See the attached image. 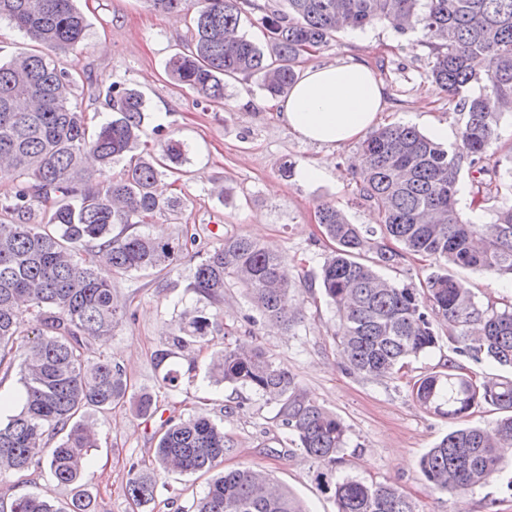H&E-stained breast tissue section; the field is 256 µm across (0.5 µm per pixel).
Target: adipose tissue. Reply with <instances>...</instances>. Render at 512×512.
I'll use <instances>...</instances> for the list:
<instances>
[{
    "mask_svg": "<svg viewBox=\"0 0 512 512\" xmlns=\"http://www.w3.org/2000/svg\"><path fill=\"white\" fill-rule=\"evenodd\" d=\"M385 103L383 81L367 63L352 60L307 67L275 108L298 138L336 146L362 137L376 124Z\"/></svg>",
    "mask_w": 512,
    "mask_h": 512,
    "instance_id": "1",
    "label": "adipose tissue"
}]
</instances>
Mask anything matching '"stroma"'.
<instances>
[{"label": "stroma", "instance_id": "35a3bbf8", "mask_svg": "<svg viewBox=\"0 0 512 512\" xmlns=\"http://www.w3.org/2000/svg\"><path fill=\"white\" fill-rule=\"evenodd\" d=\"M75 4L87 20V37L56 57L59 68L76 77L73 104L93 128L111 116L106 94L112 85L143 93L147 121L141 152H159L170 139L185 146L177 174L163 177L161 184L166 194L181 197L186 207L179 215L154 218L146 230L194 239L169 272L123 273L105 264L98 267L129 317L111 336L95 341L89 355L119 364L132 392L153 395L155 410L147 417L137 415L128 403L109 410H84L99 438L87 479L96 512H175L176 506L190 505L202 495L207 476L166 472L160 474L155 500L147 506H135L126 491L130 463L154 461L161 424L198 412L223 427L235 443L234 452L224 459L225 467L264 470L290 489L308 512H336L333 498L317 487L318 465L294 444L276 416L275 405L212 377L214 354L236 343L262 347L276 364L288 368L311 399L344 421L349 440L336 467L338 475L398 487L416 502L419 512H512L511 455L498 477L486 485L448 492L431 488L418 461L447 433L450 423L421 407L410 387L411 379L449 360L477 380L507 375V368L490 361L478 364L456 352L444 325L438 329V348L411 360L404 377L375 380L348 374L338 362L333 342L337 318L317 280L333 244L324 236L316 210L332 203L351 223L377 227L372 209L357 201L353 166L359 141L327 147L299 139L269 107V97L255 77L227 80L220 102L201 99L188 86L176 83L165 65L175 53L190 47L192 13L158 12L146 0H75ZM352 59L366 61L386 85L380 125L408 124L426 134L433 124L444 123L451 133H458L460 116L453 102L426 79L431 54L421 33H400L382 19L339 35L328 47L305 56L302 64L321 66ZM490 152L499 162L497 191H479L467 174L459 181L457 211L473 224L495 223L498 209L512 200V112L500 116ZM322 158L331 167L321 180L306 182L281 173L285 160L301 167ZM230 236L273 245L287 257L295 277L299 319L286 329L268 324L239 286L225 289L211 341L194 342L178 351L182 380L175 389L163 388L164 370L157 366L155 355L172 348L171 333L186 311L209 309V302L190 287L194 267ZM455 276L480 304L512 299L505 278L462 268ZM43 490L59 505L71 497L70 489L53 485L44 474L32 473L24 483L12 474L0 475V496L5 500Z\"/></svg>", "mask_w": 512, "mask_h": 512}]
</instances>
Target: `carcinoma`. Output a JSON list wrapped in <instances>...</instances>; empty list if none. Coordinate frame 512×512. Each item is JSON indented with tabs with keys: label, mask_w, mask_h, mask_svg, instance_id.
Masks as SVG:
<instances>
[{
	"label": "carcinoma",
	"mask_w": 512,
	"mask_h": 512,
	"mask_svg": "<svg viewBox=\"0 0 512 512\" xmlns=\"http://www.w3.org/2000/svg\"><path fill=\"white\" fill-rule=\"evenodd\" d=\"M147 2L166 13L195 10L193 48L171 57L167 70L214 102L224 100L225 80L238 76H256L271 97H282L305 54L382 18H397L402 33L423 34L433 47L426 79L456 102L462 116L458 143L444 147L413 126L390 124L361 144L355 172L360 199L376 211L381 233L398 242L400 252L375 247L336 205L318 208V223L336 243L319 275L338 318L336 353L352 373L391 377L407 360L438 347L436 325L444 323L461 329L455 338L460 353L512 368V303L481 307L453 274L461 267L512 276V204L499 208L495 224H470L456 209L462 172H487L481 162L499 116L512 109V0H286L288 12L262 17L263 45L240 33L254 0ZM0 18L43 47L0 62V179L13 184L0 200V376H8L19 355L23 386L20 410L0 424V474L23 477L39 469L52 483L73 489L62 507L47 493L24 494L10 502L0 498V512H96L85 472L98 434L80 414L88 406L104 410L125 402L128 384L120 366L88 356L93 341L112 335L127 318L95 264L163 271L186 249L185 240L129 231L183 207L181 198L158 187L164 171L182 162L183 144L168 140L158 165L135 156L146 118L143 95L117 84L109 94L117 117L88 135L86 118L71 102L73 81L53 57L86 37L74 0H0ZM483 82L486 92L469 93ZM88 153L100 165L95 176L84 168ZM124 157L128 165L112 176V165ZM43 202L52 203L45 220L31 223L33 206ZM372 250L370 264L366 254ZM404 251L439 263L418 288L400 286L374 269L398 262ZM231 283L243 288L266 320L285 326L298 320L293 270L277 251L247 237L224 238L196 265L191 288L218 307ZM32 313L41 323L33 335L25 329ZM213 319L200 310L186 314L172 345L182 349L190 338L204 339ZM171 355L156 354L157 365H166L161 382L167 388L182 377L167 363ZM444 368L412 384L425 409L450 420L483 406L504 413L491 428L450 430L420 459L434 489L469 490L493 480L512 449V378L477 382L456 373L451 361ZM211 370L218 381L248 387L278 407L277 417L299 449L327 469L316 481L335 499L337 512H418L394 486L328 474L347 445L348 427L310 400L263 348L226 345ZM131 403L140 416L154 412L149 392ZM233 450L234 441L206 416L170 417L160 427L154 464L129 465L127 494L136 505H147L155 499L158 472H208ZM177 512L307 510L268 474L242 467L219 473L201 497Z\"/></svg>",
	"instance_id": "1"
}]
</instances>
